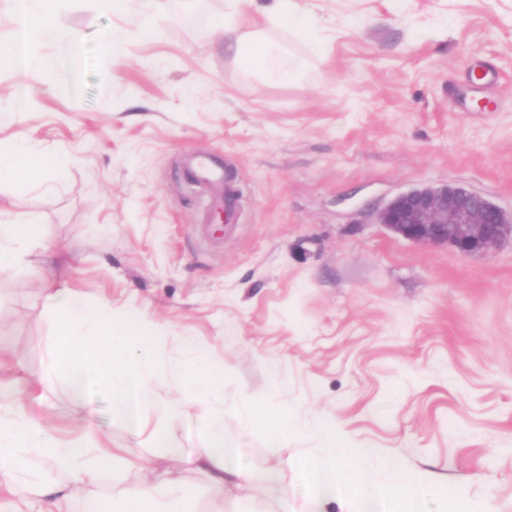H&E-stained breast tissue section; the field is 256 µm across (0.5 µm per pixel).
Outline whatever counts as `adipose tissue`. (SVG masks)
<instances>
[{
  "mask_svg": "<svg viewBox=\"0 0 512 512\" xmlns=\"http://www.w3.org/2000/svg\"><path fill=\"white\" fill-rule=\"evenodd\" d=\"M53 0H13L12 30L5 61L17 74L13 90L14 109L0 113V123H11L27 109L31 94L25 80L30 70L51 79L58 70L72 66L79 58L75 33L52 20ZM267 20L276 28H288L294 35L311 38L324 31L323 17L307 8L303 0H272ZM217 28L227 51L247 70L270 84H286L301 75L300 64L286 61V49L265 31L241 30L233 17L219 21ZM52 42L57 54L42 55V41ZM72 162L68 153L49 151L20 141L0 149V183L15 182L38 170L57 171ZM32 248L48 252L53 241L47 225L25 221L0 220V272L17 267ZM55 311L56 339L46 350L44 376L63 372L74 405H82L85 388L95 382L110 393L112 412L135 438L150 435L163 444L162 427L149 425L150 386L157 378L172 374L183 379L184 404L171 405L170 415L183 408L196 411L204 423L206 446L189 458L192 468L205 473L211 492L237 505L249 476L236 449L224 437V364L204 354H191L187 360H172L156 349L157 327L147 313L115 311L107 300L90 303L85 293L58 288L48 296ZM125 448L111 445L108 437L91 436L60 442L27 412L24 403L0 402V477L7 478L6 489L16 512H26L32 496L53 500L77 495L88 481L97 479L115 466H134L125 457ZM42 459L65 469L69 480L51 484L34 467ZM194 492L179 480L161 474L156 482L114 489L101 504L102 512H192Z\"/></svg>",
  "mask_w": 512,
  "mask_h": 512,
  "instance_id": "obj_1",
  "label": "adipose tissue"
}]
</instances>
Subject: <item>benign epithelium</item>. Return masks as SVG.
Wrapping results in <instances>:
<instances>
[{
    "instance_id": "7a95c632",
    "label": "benign epithelium",
    "mask_w": 512,
    "mask_h": 512,
    "mask_svg": "<svg viewBox=\"0 0 512 512\" xmlns=\"http://www.w3.org/2000/svg\"><path fill=\"white\" fill-rule=\"evenodd\" d=\"M378 221L407 240L453 247L466 257L512 237V220L481 194L458 184L402 193Z\"/></svg>"
}]
</instances>
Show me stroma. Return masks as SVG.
<instances>
[{
	"mask_svg": "<svg viewBox=\"0 0 512 512\" xmlns=\"http://www.w3.org/2000/svg\"><path fill=\"white\" fill-rule=\"evenodd\" d=\"M327 22L320 43L273 31L304 74L267 84L215 33L229 0H146L111 10L59 0L54 20L80 43L75 67L30 80L33 104L0 125V145L26 139L68 152L63 172L1 183L10 217L48 225L56 252L32 250L0 276V349L19 366L0 396H23L67 439L126 441L110 396L93 384L74 408L63 375L29 385L53 338L46 269L57 287L144 311L168 358L224 360V436L252 479L245 512H288L310 495L243 402L296 411L297 457L323 446L320 419L374 449L379 480L399 470L492 492L512 512V239L461 257L389 232L379 211L423 186L456 183L512 215V0H307ZM443 22L432 38L425 27ZM133 31L109 60L99 34ZM214 156L236 194L223 235L201 223L205 196L189 175ZM182 380L153 384L151 422L167 440L132 443L142 469L117 468L57 512H86L113 488L177 471L195 512H222L184 461L204 447L195 411L167 414Z\"/></svg>",
	"mask_w": 512,
	"mask_h": 512,
	"instance_id": "stroma-1",
	"label": "stroma"
}]
</instances>
